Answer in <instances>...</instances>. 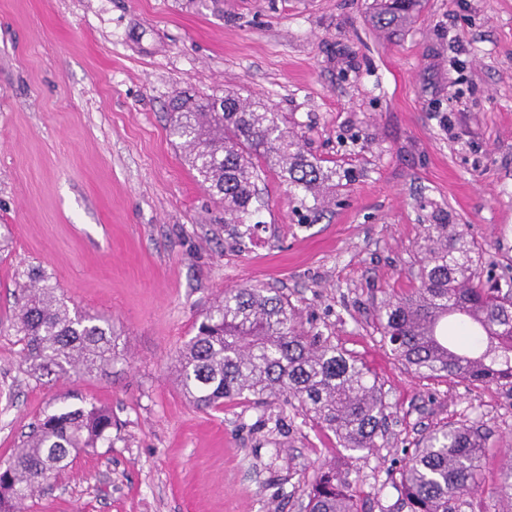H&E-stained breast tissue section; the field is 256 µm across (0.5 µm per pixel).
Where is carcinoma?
I'll use <instances>...</instances> for the list:
<instances>
[{
	"instance_id": "1",
	"label": "carcinoma",
	"mask_w": 512,
	"mask_h": 512,
	"mask_svg": "<svg viewBox=\"0 0 512 512\" xmlns=\"http://www.w3.org/2000/svg\"><path fill=\"white\" fill-rule=\"evenodd\" d=\"M418 0H376L375 22L389 29L412 19ZM170 136L186 161L224 205L225 223L254 224L259 162L279 168L298 196V223L320 217L323 187L336 171L305 156L279 113L263 100L234 94L204 101L177 98ZM411 293L383 302L376 318L393 356L419 378L493 384L512 394V283L489 286L480 249L463 224H429ZM14 326L24 362L53 382L103 374L119 360L121 336L112 321L68 304L44 275L27 272ZM460 315L454 344L442 322ZM181 390L202 410L235 400L295 401L348 451L377 447L387 420L382 389L363 365L307 329L288 296L276 288L243 285L204 313L176 359ZM486 435L475 422L430 431L402 471L398 512H475L485 476ZM112 443V409L64 408L45 415L23 436L21 449L0 467V512H18L42 485L82 453ZM306 512H359L360 495L336 463L321 465Z\"/></svg>"
}]
</instances>
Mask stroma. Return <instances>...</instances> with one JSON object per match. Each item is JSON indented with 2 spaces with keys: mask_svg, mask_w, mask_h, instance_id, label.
Here are the masks:
<instances>
[{
  "mask_svg": "<svg viewBox=\"0 0 512 512\" xmlns=\"http://www.w3.org/2000/svg\"><path fill=\"white\" fill-rule=\"evenodd\" d=\"M373 0H0V463L44 414L112 408L111 444L81 455L22 512H300L323 462L346 463L362 512H396L408 452L434 428L487 434L479 499L512 466V397L420 379L391 355L382 301L417 282L424 227L465 225L481 273L512 277V0H420L389 30ZM260 98L310 160L334 168L314 224L279 171L257 226L228 224L168 135L180 94ZM37 267L126 342L109 373L45 382L14 327ZM280 289L307 326L362 362L389 405L369 452L299 407L219 411L173 365L224 291Z\"/></svg>",
  "mask_w": 512,
  "mask_h": 512,
  "instance_id": "stroma-1",
  "label": "stroma"
}]
</instances>
